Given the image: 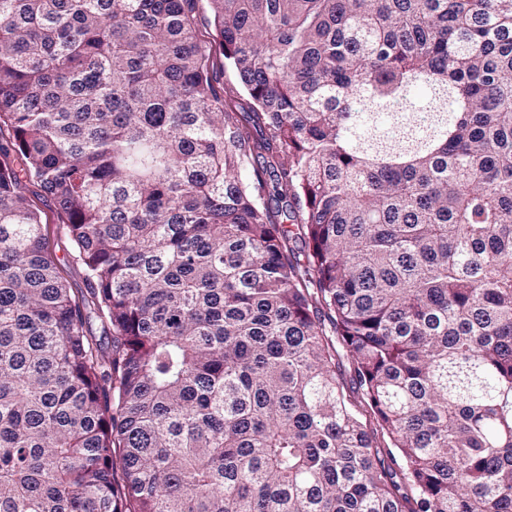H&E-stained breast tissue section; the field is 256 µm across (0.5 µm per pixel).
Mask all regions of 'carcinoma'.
<instances>
[{"label": "carcinoma", "instance_id": "1", "mask_svg": "<svg viewBox=\"0 0 512 512\" xmlns=\"http://www.w3.org/2000/svg\"><path fill=\"white\" fill-rule=\"evenodd\" d=\"M199 2L0 0V512H512V0Z\"/></svg>", "mask_w": 512, "mask_h": 512}]
</instances>
